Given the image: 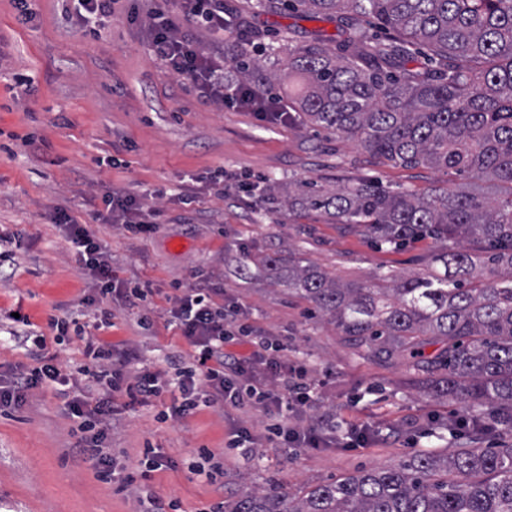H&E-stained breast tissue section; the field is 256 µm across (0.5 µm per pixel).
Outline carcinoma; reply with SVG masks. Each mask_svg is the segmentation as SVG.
<instances>
[{
  "label": "carcinoma",
  "instance_id": "carcinoma-1",
  "mask_svg": "<svg viewBox=\"0 0 512 512\" xmlns=\"http://www.w3.org/2000/svg\"><path fill=\"white\" fill-rule=\"evenodd\" d=\"M315 17L347 10L377 19L389 37L364 38L334 54L322 40L288 44L299 81L288 108L306 124L336 132L401 167L466 174L493 194L456 187L417 194L358 182L288 199L331 213L377 246L443 244V272L414 273L394 286L342 284L311 264L288 265V288L314 318L372 360L404 358L432 393L464 404L471 445L424 451L299 493L244 489L224 512H512V0H268ZM425 49L433 67L400 62ZM260 96L245 49L233 57ZM430 345L438 346L426 353Z\"/></svg>",
  "mask_w": 512,
  "mask_h": 512
}]
</instances>
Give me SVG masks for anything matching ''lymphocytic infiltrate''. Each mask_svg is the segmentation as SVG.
Segmentation results:
<instances>
[{"instance_id": "1", "label": "lymphocytic infiltrate", "mask_w": 512, "mask_h": 512, "mask_svg": "<svg viewBox=\"0 0 512 512\" xmlns=\"http://www.w3.org/2000/svg\"><path fill=\"white\" fill-rule=\"evenodd\" d=\"M120 0H62V12L76 21L85 35L97 37L111 22ZM193 20L215 40L224 38V0H162L149 14L147 43L149 53L167 73L190 79L200 97L218 104H236L272 121L284 122L287 111L279 98L255 97L242 86L224 81V54L200 50L191 34L181 31L176 16ZM108 221L125 232L148 235L156 231L160 210H145L140 198L116 191L102 199ZM64 229L82 269L88 271L100 295L115 292L125 298L147 301L152 291L130 288L112 273V257L103 252L86 225L64 216ZM218 289L190 286L171 296L166 324L193 348L187 366L174 376L143 370L134 381H126L125 367L137 361L133 348H120L87 336L83 354L86 366L78 374L67 373L57 355L48 354L45 336L33 338L28 356L33 365L22 372L19 382L0 385V405L22 403L29 390L54 388L64 401V411L80 435L79 448L110 477L114 458L105 443L112 432V418L118 414L115 396L125 393L131 400L147 405L169 388H176L172 413L184 416L199 405H219L225 409L260 408L267 418L268 441L280 448H325L336 441L334 426L302 429L291 425L292 415L314 402L313 386L302 367H291L282 360L279 343L256 335L236 302H218ZM248 341V356L226 352L230 343Z\"/></svg>"}]
</instances>
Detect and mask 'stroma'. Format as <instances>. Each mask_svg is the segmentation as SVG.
<instances>
[{
  "mask_svg": "<svg viewBox=\"0 0 512 512\" xmlns=\"http://www.w3.org/2000/svg\"><path fill=\"white\" fill-rule=\"evenodd\" d=\"M154 6V0H122L111 26L90 40L63 18L59 0H40L41 19L33 27L18 22L12 0H0V235L21 239L0 259V382H13L31 365L25 346L8 333V315L17 309L68 370L85 364L83 344L73 332L63 344L53 343L52 320L83 324L107 313L113 325L97 330V338L135 347L142 358L127 367L128 377L145 364L169 370L170 356L186 357L192 349L165 329V297L202 275L208 287L244 306L258 335L280 341L289 365L306 369L316 407L300 416L301 427L320 426L332 413L341 431L366 425L376 437L365 448H275L261 440L244 456L228 448V436L238 425L260 432L261 411L202 406L174 418L166 394L115 416L109 445L120 468L106 481L80 454L61 399L32 389L22 404L0 408V512H143L149 492L174 501L177 512H207L246 485L294 493L389 467L424 449L468 445L453 429L464 415L459 402L427 393L405 361L363 358L334 326L315 323L308 303L289 295L285 270L256 267L248 279L237 274L243 253L272 251L283 260L304 254L345 283L425 271L434 265L437 245L375 247L328 212L289 206L288 195L309 182L333 192L359 181L424 194L465 185L467 177L383 163L351 140L298 119L272 123L203 101L189 80L164 74L150 57L143 19ZM132 8L140 16L134 23L127 18ZM224 17L225 49L247 24L248 50L260 73L279 74L274 92L280 97L288 94L287 55L277 39H321L339 51L350 34L377 30L374 22L360 24L347 14L320 20L302 10L271 11L265 0H224ZM17 74L32 79L20 106L14 103L22 95ZM102 156L116 158V166L99 165ZM220 166L265 176L261 202L205 190L199 176ZM148 188L162 191L147 201L162 212L155 233L135 238L96 220L103 196ZM193 193L197 203L181 204V195ZM62 210L94 232L119 278L153 289L143 310L117 296L84 305L93 281L56 222ZM142 312L150 319L144 327ZM149 448L166 460L151 473L144 466ZM196 466L213 470V477L193 474Z\"/></svg>",
  "mask_w": 512,
  "mask_h": 512,
  "instance_id": "35a3bbf8",
  "label": "stroma"
}]
</instances>
